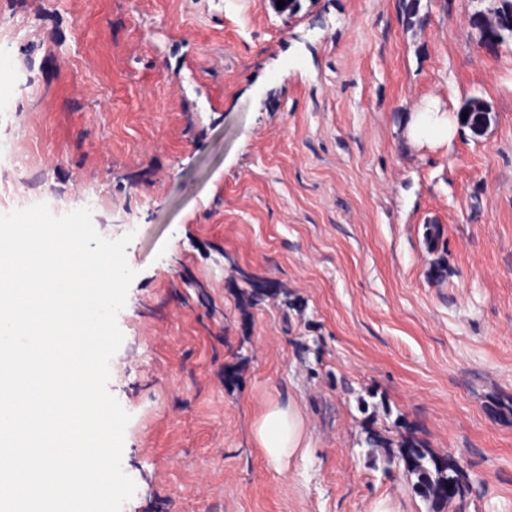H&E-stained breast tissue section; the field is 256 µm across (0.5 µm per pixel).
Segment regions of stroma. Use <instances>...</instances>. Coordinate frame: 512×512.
Here are the masks:
<instances>
[{"label": "stroma", "mask_w": 512, "mask_h": 512, "mask_svg": "<svg viewBox=\"0 0 512 512\" xmlns=\"http://www.w3.org/2000/svg\"><path fill=\"white\" fill-rule=\"evenodd\" d=\"M475 8L0 0V214L134 234L122 512H427L364 443L399 421L464 457L461 512H512V47L475 44ZM426 110L450 139L412 137ZM273 404L303 427L280 469L254 440Z\"/></svg>", "instance_id": "obj_1"}]
</instances>
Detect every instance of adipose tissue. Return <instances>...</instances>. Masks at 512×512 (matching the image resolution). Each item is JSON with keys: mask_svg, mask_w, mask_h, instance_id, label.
I'll list each match as a JSON object with an SVG mask.
<instances>
[{"mask_svg": "<svg viewBox=\"0 0 512 512\" xmlns=\"http://www.w3.org/2000/svg\"><path fill=\"white\" fill-rule=\"evenodd\" d=\"M255 436L263 453L273 462L282 463L301 444L302 423L297 411L269 406L258 421Z\"/></svg>", "mask_w": 512, "mask_h": 512, "instance_id": "ef3b65f1", "label": "adipose tissue"}]
</instances>
